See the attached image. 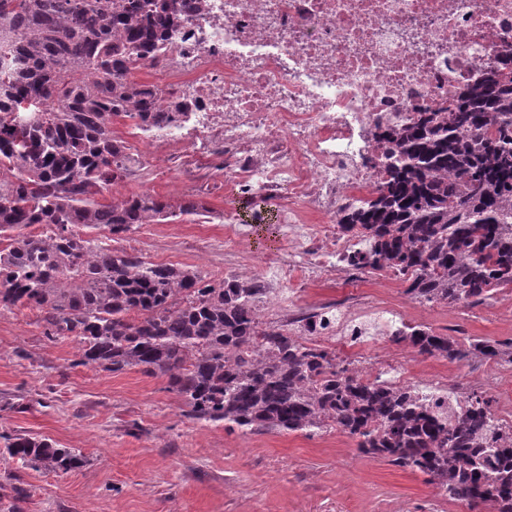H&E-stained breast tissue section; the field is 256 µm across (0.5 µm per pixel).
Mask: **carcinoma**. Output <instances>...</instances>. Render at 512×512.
I'll list each match as a JSON object with an SVG mask.
<instances>
[{"mask_svg": "<svg viewBox=\"0 0 512 512\" xmlns=\"http://www.w3.org/2000/svg\"><path fill=\"white\" fill-rule=\"evenodd\" d=\"M177 0H0V308L40 312L44 335L72 338L76 366L163 377L199 420L227 429L314 432L430 477L471 507L512 512V438L487 401L450 423L422 397L264 324L263 288L210 280L75 228L112 234L194 215L193 201L97 196L124 176L116 118L157 119L148 92L122 74L178 22ZM385 145L376 188L339 224L367 243L356 268L392 271L412 297L474 306L512 289V54L497 56L446 107L376 126ZM43 224L46 231L27 228ZM390 340L451 361H498L512 344H465L428 328ZM7 453L45 471L76 467L74 448L15 436Z\"/></svg>", "mask_w": 512, "mask_h": 512, "instance_id": "cac0c4a2", "label": "carcinoma"}]
</instances>
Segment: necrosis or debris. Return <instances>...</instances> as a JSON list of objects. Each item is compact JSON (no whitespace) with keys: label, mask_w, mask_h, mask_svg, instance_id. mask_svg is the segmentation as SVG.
<instances>
[{"label":"necrosis or debris","mask_w":512,"mask_h":512,"mask_svg":"<svg viewBox=\"0 0 512 512\" xmlns=\"http://www.w3.org/2000/svg\"><path fill=\"white\" fill-rule=\"evenodd\" d=\"M160 51L124 74L145 85L161 120L136 127L128 175L158 163L189 196L209 197L213 172L235 195L277 201L298 266L263 261L267 291L353 271L356 234L344 209L378 183L377 124L447 102L512 46V0H181ZM322 333L349 352L392 335L395 311L345 302L318 311ZM431 383L434 408L457 419L468 388Z\"/></svg>","instance_id":"4bbe7bcc"}]
</instances>
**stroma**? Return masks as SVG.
Segmentation results:
<instances>
[{
  "instance_id": "35a3bbf8",
  "label": "stroma",
  "mask_w": 512,
  "mask_h": 512,
  "mask_svg": "<svg viewBox=\"0 0 512 512\" xmlns=\"http://www.w3.org/2000/svg\"><path fill=\"white\" fill-rule=\"evenodd\" d=\"M148 193L177 203L172 180L145 169L115 183L102 202ZM205 215L142 224L115 236L90 230L103 247L137 251L219 280L258 279L260 263L275 254L293 258L283 230L257 224L248 238L216 223L224 210L246 207L233 195L204 200ZM402 280L353 271L302 283L258 305L262 322L287 325L289 312L309 313L347 301L357 308L390 306L412 324L452 336L512 340V300L495 294L469 308L422 303ZM73 339L44 336L38 311L0 309V434L44 438L75 448L82 467L49 472L22 465L0 447V512H471L438 494L426 475L359 453L357 441L327 428L303 432H241L196 419L166 381L128 368L120 372L73 366ZM414 380L434 371L479 376L488 362H451L415 353L406 357Z\"/></svg>"
}]
</instances>
